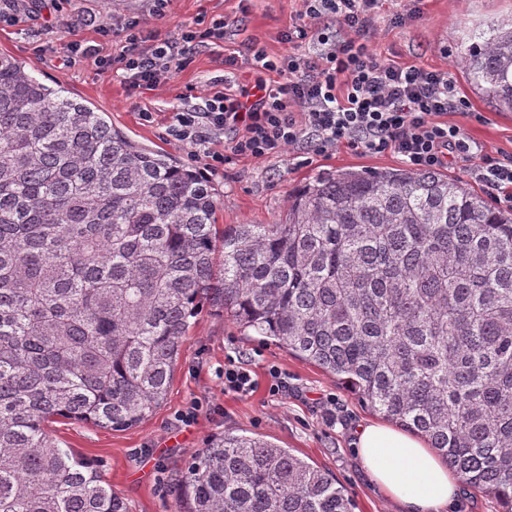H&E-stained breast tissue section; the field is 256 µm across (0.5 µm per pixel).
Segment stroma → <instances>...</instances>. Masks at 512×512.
I'll use <instances>...</instances> for the list:
<instances>
[{"label":"stroma","instance_id":"35a3bbf8","mask_svg":"<svg viewBox=\"0 0 512 512\" xmlns=\"http://www.w3.org/2000/svg\"><path fill=\"white\" fill-rule=\"evenodd\" d=\"M301 8L302 0H170L164 17L155 18L146 0H28L20 10L0 0V54L103 112L140 146L195 167L199 161L191 146L168 133L173 105L195 104L210 80L223 76L225 57L245 60L251 42L269 54H285L282 35ZM420 9L416 18L396 24L390 0H383L370 50L382 59L447 72L468 104L466 112L449 113L448 122L463 127L472 149L498 158L512 155V112L500 111L479 93L458 63L473 31L512 17V0H421ZM132 16L142 19L149 39L199 19L225 16L231 24L223 44L196 49L186 69L148 89L104 69L121 52V26ZM403 165L390 151L370 154L344 146L320 155L299 146L273 157H239L209 174L219 200L216 222L271 224L285 217L289 194L316 175ZM232 357L246 364L256 382L249 394L224 390V366ZM273 367L288 377L287 393L276 397L269 393ZM329 398L336 401L331 417L323 410ZM191 409L197 418L187 426L181 417ZM380 419L336 377L243 332L207 304L183 343L166 400L150 417L112 430L57 416L47 429L99 468L128 512H174L176 483L188 462L212 435L227 429L260 436L324 469L355 501V512H404L372 481L353 446L358 427Z\"/></svg>","mask_w":512,"mask_h":512}]
</instances>
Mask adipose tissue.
<instances>
[{
    "instance_id": "1",
    "label": "adipose tissue",
    "mask_w": 512,
    "mask_h": 512,
    "mask_svg": "<svg viewBox=\"0 0 512 512\" xmlns=\"http://www.w3.org/2000/svg\"><path fill=\"white\" fill-rule=\"evenodd\" d=\"M357 452L374 482L406 512H449L459 501L457 476L417 437L372 423L360 428Z\"/></svg>"
}]
</instances>
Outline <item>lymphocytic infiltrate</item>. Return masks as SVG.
I'll return each instance as SVG.
<instances>
[{"mask_svg":"<svg viewBox=\"0 0 512 512\" xmlns=\"http://www.w3.org/2000/svg\"><path fill=\"white\" fill-rule=\"evenodd\" d=\"M380 0H302L298 22L283 34L289 51L269 56L251 44V77L204 95L201 106L180 108L171 136L198 149L205 169L236 156L269 157L303 142L325 152L341 145L363 153L390 151L416 170L447 164L451 153L471 161L477 179L512 202V158L474 156L462 127L445 122L463 112L447 73L385 61L368 39ZM339 22L340 31L330 29ZM227 19L188 25L180 33L146 43L139 18L125 26V46L110 69L135 86L157 87L190 61L195 49L224 39ZM231 133L226 152L210 151L218 135Z\"/></svg>","mask_w":512,"mask_h":512,"instance_id":"lymphocytic-infiltrate-1","label":"lymphocytic infiltrate"}]
</instances>
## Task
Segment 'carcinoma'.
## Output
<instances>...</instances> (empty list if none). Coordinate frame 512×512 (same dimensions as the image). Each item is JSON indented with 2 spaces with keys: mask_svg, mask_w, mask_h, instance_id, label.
Listing matches in <instances>:
<instances>
[{
  "mask_svg": "<svg viewBox=\"0 0 512 512\" xmlns=\"http://www.w3.org/2000/svg\"><path fill=\"white\" fill-rule=\"evenodd\" d=\"M512 112V20L462 59ZM201 173L0 56V512H126L44 428L134 426L197 305L336 377L512 512V211L436 171L314 177L279 224H229ZM325 471L232 429L175 512H354Z\"/></svg>",
  "mask_w": 512,
  "mask_h": 512,
  "instance_id": "1",
  "label": "carcinoma"
}]
</instances>
